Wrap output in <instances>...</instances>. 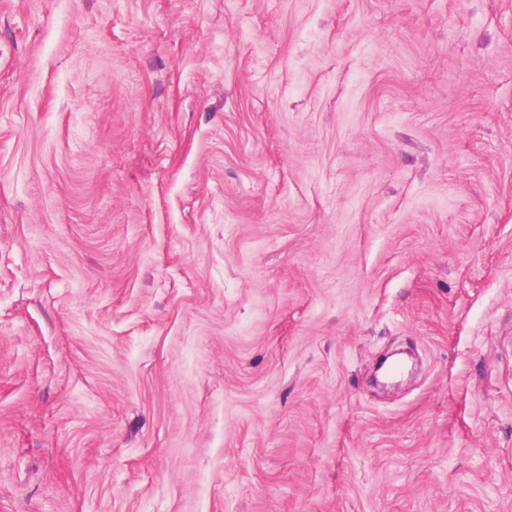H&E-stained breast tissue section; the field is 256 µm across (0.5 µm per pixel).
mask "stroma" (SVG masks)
Wrapping results in <instances>:
<instances>
[{"label":"stroma","instance_id":"stroma-1","mask_svg":"<svg viewBox=\"0 0 512 512\" xmlns=\"http://www.w3.org/2000/svg\"><path fill=\"white\" fill-rule=\"evenodd\" d=\"M0 512H512V0H0Z\"/></svg>","mask_w":512,"mask_h":512}]
</instances>
